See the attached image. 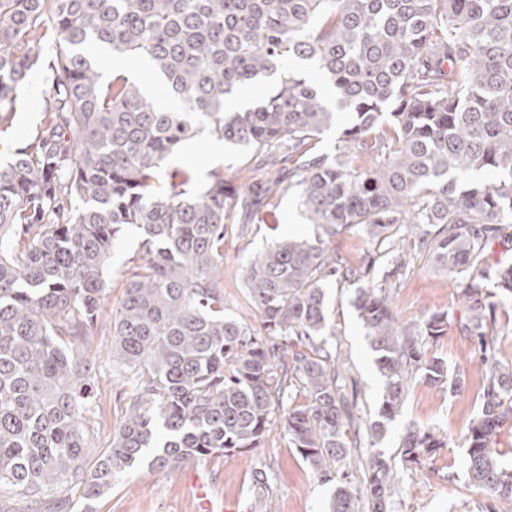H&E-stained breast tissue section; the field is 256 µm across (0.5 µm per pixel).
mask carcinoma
Instances as JSON below:
<instances>
[{
	"label": "carcinoma",
	"instance_id": "obj_1",
	"mask_svg": "<svg viewBox=\"0 0 512 512\" xmlns=\"http://www.w3.org/2000/svg\"><path fill=\"white\" fill-rule=\"evenodd\" d=\"M53 36L55 52L41 55ZM142 60L177 102L164 108L136 78L99 72L87 48ZM320 74L323 85L303 72ZM50 84L29 142L0 159V497L37 512L95 501L143 465L168 472L224 450L261 446L274 416L288 446L326 482L328 512H391L394 475L377 447L418 375L451 395L463 375L428 357L423 338L448 327L433 312L397 323L392 278L407 268L400 234L417 239L464 300L459 330L486 351L500 332L487 283L512 295V0H0V130L39 70ZM266 96L227 110L247 85ZM336 97L331 109L324 89ZM348 116L336 153L319 136ZM206 132L250 156L238 183L215 167L188 194L159 176ZM493 172L492 184L478 179ZM294 192L315 236H284L248 261L243 279L261 324L224 313L226 220L250 218ZM142 238L112 309V368L125 380V417L112 447L92 448L96 373L83 344L109 291L112 248ZM362 232L389 270L353 304L384 381L365 494L337 464L353 415L340 384L323 284L360 280L331 247ZM301 405H288L294 390ZM512 420V365L494 362L466 435L469 481L512 499L493 444ZM448 443L409 425L401 457ZM260 497L270 479L251 473Z\"/></svg>",
	"mask_w": 512,
	"mask_h": 512
}]
</instances>
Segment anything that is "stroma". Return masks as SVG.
<instances>
[{
    "label": "stroma",
    "instance_id": "35a3bbf8",
    "mask_svg": "<svg viewBox=\"0 0 512 512\" xmlns=\"http://www.w3.org/2000/svg\"><path fill=\"white\" fill-rule=\"evenodd\" d=\"M42 76L33 75L20 91L15 104V117L0 141L10 146L21 144L35 131L43 118L44 92ZM216 144L214 138L202 134L188 143L163 171L164 182H175L188 192L199 190L214 165H221L229 178H236L243 163L240 154L225 152L220 163L211 160ZM312 232L293 194H286L271 205L260 207L253 222L228 225L224 234V311L252 328L260 323L252 313L245 289L242 267L275 239L284 235L307 236ZM143 255L137 231L128 230L116 242L107 267L112 287L108 307H116L121 296L119 288L130 268ZM325 288L329 297V323L335 334L328 349H340L349 368L346 394L355 403L354 413L360 431H348L351 445L349 464L342 473L348 474L351 485L361 486L364 479L362 461L370 455L367 425L375 419L382 402L383 381L375 365L363 323L352 301L354 287L331 279ZM497 316L502 326L490 356H482L473 341L463 335L456 324L437 339L425 340L428 355L447 361L451 371L462 374L463 392H448L423 381H413L405 392L399 416L386 427L381 447L396 475V491L392 512H478L489 506L493 512H512V502L490 500L469 481L464 468L465 437L479 412L481 385L489 362L512 363V297L497 294ZM392 309L404 323L423 320L434 311L459 314L461 301L448 284V275L427 260H419L400 276L393 290ZM112 332L108 326L85 343L87 357L94 360L96 379V417L91 443L97 448L112 444V433L122 416L115 403L120 381L112 372L109 351ZM418 424L443 430L448 436L447 447L423 456L420 463L401 459V438L406 425ZM264 468L272 483L268 500L253 496L249 486L250 466ZM201 476L210 480L214 493L237 512H327L333 492L332 484L322 482L289 448L288 438L281 427H273L261 447L247 452L229 450L213 454L171 473L141 467L126 474L97 501L91 502V512H197L192 480Z\"/></svg>",
    "mask_w": 512,
    "mask_h": 512
}]
</instances>
